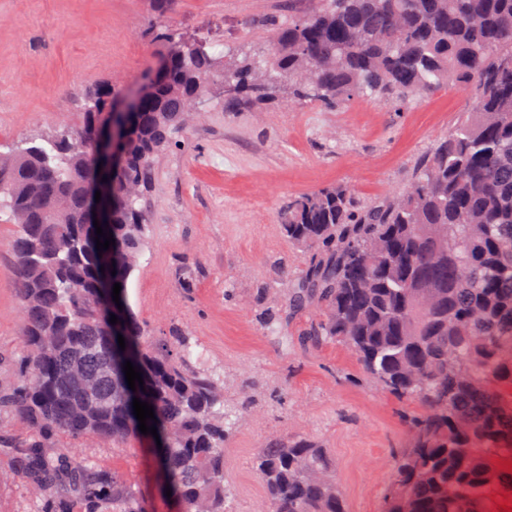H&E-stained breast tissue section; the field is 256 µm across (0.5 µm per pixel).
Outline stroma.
I'll list each match as a JSON object with an SVG mask.
<instances>
[{
    "label": "stroma",
    "mask_w": 512,
    "mask_h": 512,
    "mask_svg": "<svg viewBox=\"0 0 512 512\" xmlns=\"http://www.w3.org/2000/svg\"><path fill=\"white\" fill-rule=\"evenodd\" d=\"M288 0H0V145L76 124L81 95L102 86L137 89L162 50L161 26L215 51L266 53ZM474 108L470 87L453 83L403 103L356 97L333 108L279 93L241 112L224 109L213 86L198 118L155 161L147 239L126 299L149 336L179 329L204 348L240 422L224 443L229 488L224 512H264L255 457L273 438L305 437L328 448L348 512H384L394 456L410 439L416 405L360 372L339 344L314 347L301 333L317 309L293 311L288 295L312 249L284 236L289 200L342 185L357 203L392 199L408 185L434 141ZM0 221V380L23 356L8 242ZM278 319L266 324L265 313ZM27 434L0 415V512H38L14 476V447ZM61 454L121 474L144 512H181L143 440L60 441Z\"/></svg>",
    "instance_id": "stroma-1"
}]
</instances>
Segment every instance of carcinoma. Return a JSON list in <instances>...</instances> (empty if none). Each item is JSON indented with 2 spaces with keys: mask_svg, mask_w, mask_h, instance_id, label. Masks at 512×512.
<instances>
[{
  "mask_svg": "<svg viewBox=\"0 0 512 512\" xmlns=\"http://www.w3.org/2000/svg\"><path fill=\"white\" fill-rule=\"evenodd\" d=\"M302 1L310 7L298 16ZM158 37L161 64L135 111H111L110 91L99 89L77 124L0 152V214L18 227L9 246L24 321L20 370L0 386V412L29 429L17 476L45 512H105L108 502L112 512H143L119 473L47 452L62 437L138 438L137 397L153 406L158 462L185 512H224L232 421L220 382L186 338L148 341L112 297L145 246L155 158L215 79L235 88L226 112L275 91L336 106L465 83L474 110L403 193L360 210L347 188L324 187L278 219L288 241L316 249L289 301L323 311L303 341L347 347L363 372L419 408L386 512H500L512 472L489 451L512 450V0H288L268 53L222 63L198 43L174 50L178 33ZM114 123L124 129L118 169L93 147ZM101 184L111 189L101 227L115 245L100 254L89 203ZM49 194L63 202L53 214ZM127 360L144 387L128 388ZM256 468L277 512H346L332 459L312 439L271 440Z\"/></svg>",
  "mask_w": 512,
  "mask_h": 512,
  "instance_id": "cac0c4a2",
  "label": "carcinoma"
}]
</instances>
